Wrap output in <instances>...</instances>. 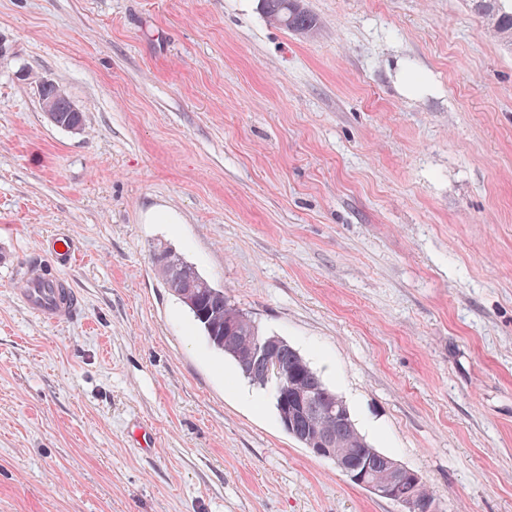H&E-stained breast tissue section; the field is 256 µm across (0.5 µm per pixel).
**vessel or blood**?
Here are the masks:
<instances>
[{
	"label": "vessel or blood",
	"instance_id": "vessel-or-blood-1",
	"mask_svg": "<svg viewBox=\"0 0 512 512\" xmlns=\"http://www.w3.org/2000/svg\"><path fill=\"white\" fill-rule=\"evenodd\" d=\"M50 256V261H30L19 268L14 293L27 312L43 323L56 325L75 319L82 303L62 274L74 260L73 242L58 238Z\"/></svg>",
	"mask_w": 512,
	"mask_h": 512
}]
</instances>
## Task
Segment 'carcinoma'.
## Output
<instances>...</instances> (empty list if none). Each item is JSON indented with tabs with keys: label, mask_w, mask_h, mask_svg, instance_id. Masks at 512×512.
Instances as JSON below:
<instances>
[{
	"label": "carcinoma",
	"mask_w": 512,
	"mask_h": 512,
	"mask_svg": "<svg viewBox=\"0 0 512 512\" xmlns=\"http://www.w3.org/2000/svg\"><path fill=\"white\" fill-rule=\"evenodd\" d=\"M469 2L493 36L511 47L512 6L507 5V0ZM262 3L267 17L289 30L311 32L317 25L300 0ZM38 94L54 108L52 124L64 130H82L83 113L73 111V104L57 85H42ZM151 260L166 288L188 310L208 345L231 360L243 379L271 390L278 419L289 436L305 448L316 437H327L347 468H364L371 480H390L394 498L411 501L413 512H433V496L424 480L393 478L396 460L369 444L346 403L287 340L265 333L248 313L231 302L224 288L203 276L182 255L160 247L153 251ZM264 343L293 371L288 386L280 385L264 360L249 355V350Z\"/></svg>",
	"instance_id": "cac0c4a2"
}]
</instances>
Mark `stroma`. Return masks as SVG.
<instances>
[{"label": "stroma", "mask_w": 512, "mask_h": 512, "mask_svg": "<svg viewBox=\"0 0 512 512\" xmlns=\"http://www.w3.org/2000/svg\"><path fill=\"white\" fill-rule=\"evenodd\" d=\"M0 0V512H400L281 426L151 256L285 338L436 512H512V50L468 0ZM56 83L85 126L50 124ZM147 426L143 451L132 429ZM262 3L267 17L289 30L311 32L317 25L300 0H262ZM58 244V246H57ZM54 266L65 269L71 266L75 257V248L72 241L66 238H57L49 251ZM14 293L21 305L39 321L70 322L82 308L79 295L69 280L48 267L46 261H28L15 274Z\"/></svg>", "instance_id": "1"}]
</instances>
